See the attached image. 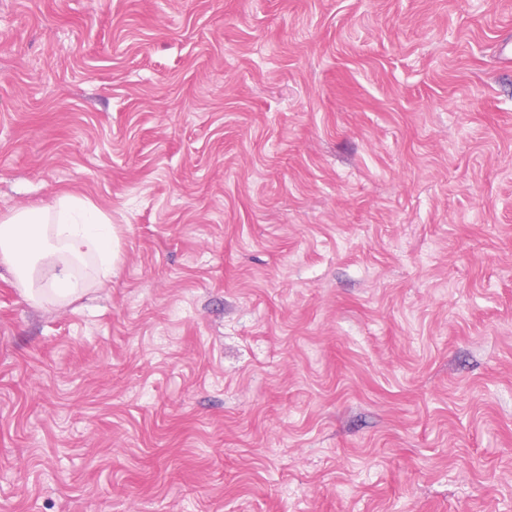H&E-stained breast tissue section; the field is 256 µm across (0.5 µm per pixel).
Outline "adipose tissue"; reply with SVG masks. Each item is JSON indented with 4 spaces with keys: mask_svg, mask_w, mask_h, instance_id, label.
Segmentation results:
<instances>
[{
    "mask_svg": "<svg viewBox=\"0 0 512 512\" xmlns=\"http://www.w3.org/2000/svg\"><path fill=\"white\" fill-rule=\"evenodd\" d=\"M109 218L89 201L72 195L48 208L27 207L0 219V263L7 265L31 302L44 294L66 300L83 283L73 266L84 258L97 260V273L107 275L117 255Z\"/></svg>",
    "mask_w": 512,
    "mask_h": 512,
    "instance_id": "obj_1",
    "label": "adipose tissue"
}]
</instances>
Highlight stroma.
Segmentation results:
<instances>
[{"mask_svg": "<svg viewBox=\"0 0 512 512\" xmlns=\"http://www.w3.org/2000/svg\"><path fill=\"white\" fill-rule=\"evenodd\" d=\"M0 512H512V0H0ZM117 240L110 219L92 203L63 195L52 207H27L0 219V262L22 285V295L38 302L47 293L67 300L84 290L73 265L97 260L96 274L112 273ZM49 267L50 288H35L38 273Z\"/></svg>", "mask_w": 512, "mask_h": 512, "instance_id": "stroma-1", "label": "stroma"}]
</instances>
